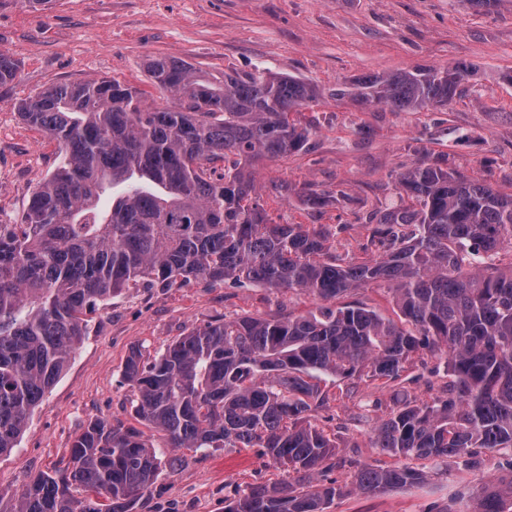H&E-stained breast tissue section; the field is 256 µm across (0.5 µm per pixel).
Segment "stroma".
Here are the masks:
<instances>
[{
    "label": "stroma",
    "mask_w": 512,
    "mask_h": 512,
    "mask_svg": "<svg viewBox=\"0 0 512 512\" xmlns=\"http://www.w3.org/2000/svg\"><path fill=\"white\" fill-rule=\"evenodd\" d=\"M0 50L20 63L16 81L0 86V224L22 223L36 186L56 167V142L29 128L16 103L47 88L89 79L134 86L153 107L170 95L149 83L145 61L165 56L212 73L271 70L318 86L319 103L302 108L314 124L305 149L259 164L260 203L279 224L345 225L336 254H361L372 213L399 201L395 177L419 160H442L450 173L479 178L512 194V0H52L32 11L0 5ZM474 74L448 105L421 112L362 109L333 92L366 74L456 61ZM329 202L308 208L306 190ZM299 291L253 284L179 281L137 284L101 305L67 370L35 409L18 447L0 457V512H13L30 477L64 467L74 438L100 418L130 422L135 395L122 376L131 346L152 359L176 337L212 319L295 315L315 309ZM409 394L420 402L445 396L444 355L420 351ZM329 402L309 421L335 437V457L318 479L350 480L364 464L408 461L373 446V430L390 411V392L368 379L326 376ZM164 470L138 512H224L244 489L287 481L259 448L183 450ZM424 484L378 494L358 491L328 512H446L464 487L512 474V450L484 449L476 468L428 464Z\"/></svg>",
    "instance_id": "35a3bbf8"
}]
</instances>
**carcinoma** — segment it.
<instances>
[{"label": "carcinoma", "instance_id": "1", "mask_svg": "<svg viewBox=\"0 0 512 512\" xmlns=\"http://www.w3.org/2000/svg\"><path fill=\"white\" fill-rule=\"evenodd\" d=\"M151 84L174 98L148 107L115 79L50 87L18 102L56 141V170L34 190L24 223L0 224V457L18 447L34 409L68 368L87 316L132 284L183 278L301 290L332 301L385 283L406 323L361 304L306 315L215 319L151 361L134 345L123 363L134 418L165 447L263 448L295 482L258 484L224 512H327L353 490L422 482L421 469L360 466L351 485L314 483L336 439L304 423L327 393L323 375L380 380L394 407L373 447L404 458L475 465L478 448L512 449V195L420 160L398 175L414 205L374 213L381 250L347 261L330 233L277 224L258 202L254 163L302 151L313 125L290 119L318 102L316 85L264 71L218 77L156 56ZM19 64L0 51V86ZM471 64L364 75L336 87L360 107L444 106ZM224 162L215 179L209 165ZM422 349L446 355L453 380L431 402L399 398ZM152 440L121 422L89 421L65 468L31 478L14 512H136L163 472ZM461 512H512V474L485 484Z\"/></svg>", "mask_w": 512, "mask_h": 512}]
</instances>
